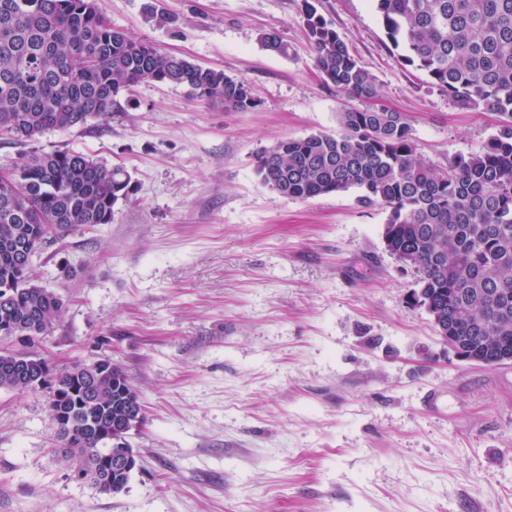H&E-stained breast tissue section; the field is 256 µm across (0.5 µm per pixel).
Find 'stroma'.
<instances>
[{"label": "stroma", "mask_w": 512, "mask_h": 512, "mask_svg": "<svg viewBox=\"0 0 512 512\" xmlns=\"http://www.w3.org/2000/svg\"><path fill=\"white\" fill-rule=\"evenodd\" d=\"M308 1L429 164L495 134L496 115L401 62L373 0H104L113 27L247 81L258 105L139 83L104 117L0 143V165L76 150L130 173L111 223L43 245L30 272L65 303L37 348L51 372L109 359L143 407L139 468L104 494L58 451L47 389H0V512H512V363L440 340L384 208L354 190L289 198L256 171L359 105L315 67ZM270 30L287 55L262 47Z\"/></svg>", "instance_id": "obj_1"}]
</instances>
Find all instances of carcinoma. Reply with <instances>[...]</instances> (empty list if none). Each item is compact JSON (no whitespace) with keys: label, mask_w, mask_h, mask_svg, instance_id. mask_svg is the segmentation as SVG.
Instances as JSON below:
<instances>
[{"label":"carcinoma","mask_w":512,"mask_h":512,"mask_svg":"<svg viewBox=\"0 0 512 512\" xmlns=\"http://www.w3.org/2000/svg\"><path fill=\"white\" fill-rule=\"evenodd\" d=\"M401 60L455 101L501 117L483 150L459 155L438 170L417 152L404 116L370 106L339 113L343 131L279 141L257 156L263 184L309 199L359 191L357 200L388 210L384 237L397 258L415 255L420 290L448 322L463 323L473 345L496 336L512 348V0H374ZM315 66L349 98L375 101L380 89L347 43L304 0ZM285 55L276 32L260 37ZM151 82L246 112L258 106L250 85L136 40L107 20L102 0H0V140H34L69 129L118 106L120 92ZM0 327L23 347H0V389H31L15 373L57 321L64 302L29 275L44 228L63 234L77 225L112 223L114 207L134 191L130 174L79 151L28 154L0 168ZM87 365L75 363L53 383L77 387ZM96 416L106 429L125 403L140 399L125 371L99 381ZM81 390L49 408L88 418Z\"/></svg>","instance_id":"1"}]
</instances>
